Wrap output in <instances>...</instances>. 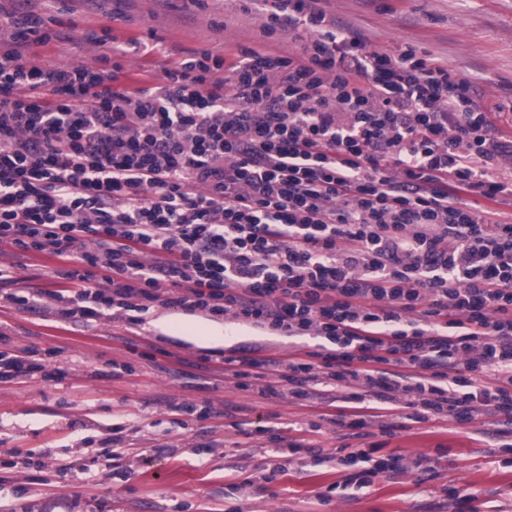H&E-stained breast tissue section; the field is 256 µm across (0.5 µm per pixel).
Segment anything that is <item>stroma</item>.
Segmentation results:
<instances>
[{"label": "stroma", "instance_id": "obj_1", "mask_svg": "<svg viewBox=\"0 0 512 512\" xmlns=\"http://www.w3.org/2000/svg\"><path fill=\"white\" fill-rule=\"evenodd\" d=\"M348 35L393 50L412 45L447 61L476 82L477 104L492 112L500 136L512 140V0H320ZM38 15L71 25L69 38L27 48L43 65L94 63L101 47L85 33L106 25L117 42L160 47L122 60L121 79L153 86L162 66L190 52H220L263 41L277 53L299 45L263 33L264 16L238 0H204L184 10L168 0H39ZM17 288L41 291L36 308L0 300V352L45 362L41 375L0 381V512H454L450 488L473 496L478 512H512V465H504L493 427L433 419L386 439L383 455L401 457L356 495L320 493L339 478L314 449L363 447L348 428L321 422L318 399H266L238 390L224 366L196 368L213 350L241 345L260 356L287 358L294 341L281 332L231 319L213 320L154 307L143 324L105 316L60 315L50 299L55 258L14 259ZM175 319L166 335L153 322ZM211 405L209 415L176 418L173 405ZM321 423L313 431V423ZM266 433H257V426ZM302 444L290 452L289 443ZM117 447L118 461L106 450ZM434 463L415 468L417 459ZM273 473L262 481L258 472Z\"/></svg>", "mask_w": 512, "mask_h": 512}]
</instances>
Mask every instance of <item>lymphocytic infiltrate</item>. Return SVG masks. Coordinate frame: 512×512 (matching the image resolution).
Listing matches in <instances>:
<instances>
[{
  "mask_svg": "<svg viewBox=\"0 0 512 512\" xmlns=\"http://www.w3.org/2000/svg\"><path fill=\"white\" fill-rule=\"evenodd\" d=\"M0 29V245L61 260L69 317L128 324L161 304L313 335L286 360L222 356L238 389L307 400L350 428L450 417L512 426V141L469 80L408 46L348 36L318 0H250L298 54L194 52L152 87L120 83L139 51L109 32L93 66L21 49L64 39L18 0ZM479 203H471V196ZM333 455L345 495L400 457Z\"/></svg>",
  "mask_w": 512,
  "mask_h": 512,
  "instance_id": "lymphocytic-infiltrate-1",
  "label": "lymphocytic infiltrate"
}]
</instances>
